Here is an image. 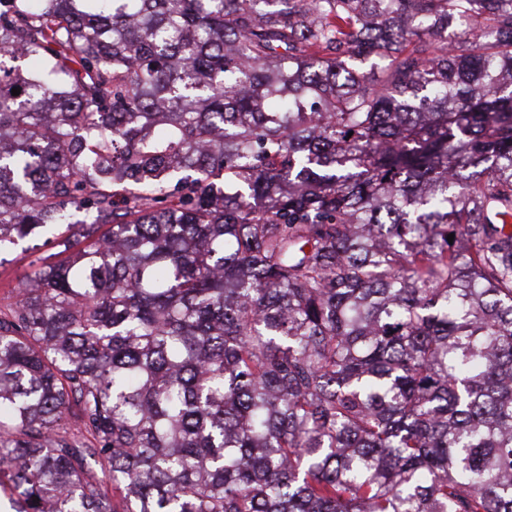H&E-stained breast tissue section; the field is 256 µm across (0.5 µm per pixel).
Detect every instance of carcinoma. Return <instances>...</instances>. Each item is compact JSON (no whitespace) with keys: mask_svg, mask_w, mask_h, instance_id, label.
Here are the masks:
<instances>
[{"mask_svg":"<svg viewBox=\"0 0 512 512\" xmlns=\"http://www.w3.org/2000/svg\"><path fill=\"white\" fill-rule=\"evenodd\" d=\"M511 219L512 0H0V495L512 512ZM56 252L57 249L52 246L43 247L35 255H29V253L22 252L21 249L14 252L10 258L15 259L10 263L0 266V303L9 301L7 299L8 293L13 288H17L23 275L30 270L28 263L31 259L39 255L47 256Z\"/></svg>","mask_w":512,"mask_h":512,"instance_id":"carcinoma-1","label":"carcinoma"}]
</instances>
